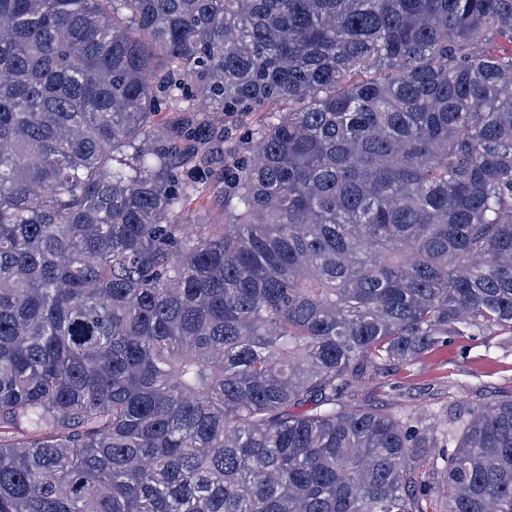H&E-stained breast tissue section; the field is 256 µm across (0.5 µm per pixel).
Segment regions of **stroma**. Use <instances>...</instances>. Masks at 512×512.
Masks as SVG:
<instances>
[{"label":"stroma","mask_w":512,"mask_h":512,"mask_svg":"<svg viewBox=\"0 0 512 512\" xmlns=\"http://www.w3.org/2000/svg\"><path fill=\"white\" fill-rule=\"evenodd\" d=\"M367 393L387 413L404 405L436 411L511 397L512 334L449 337L415 364L389 369L381 386Z\"/></svg>","instance_id":"1"}]
</instances>
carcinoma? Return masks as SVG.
Segmentation results:
<instances>
[{"instance_id": "1", "label": "carcinoma", "mask_w": 512, "mask_h": 512, "mask_svg": "<svg viewBox=\"0 0 512 512\" xmlns=\"http://www.w3.org/2000/svg\"><path fill=\"white\" fill-rule=\"evenodd\" d=\"M500 331L512 0H0V512H512V398L358 402ZM189 208L192 215L201 219V223L211 224L224 211V194L216 184L208 192L193 195Z\"/></svg>"}]
</instances>
